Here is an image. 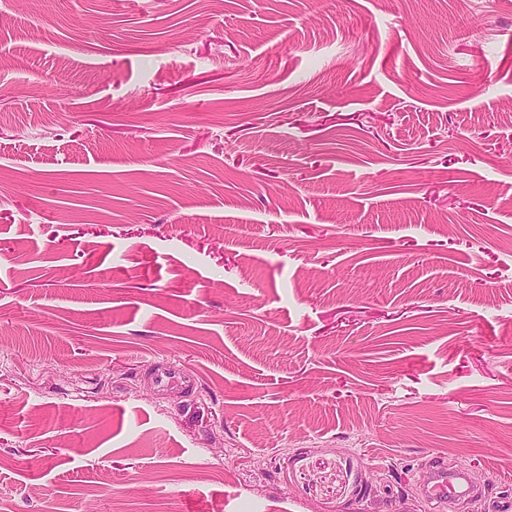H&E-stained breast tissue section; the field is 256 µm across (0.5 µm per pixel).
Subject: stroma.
Listing matches in <instances>:
<instances>
[{
  "label": "stroma",
  "mask_w": 512,
  "mask_h": 512,
  "mask_svg": "<svg viewBox=\"0 0 512 512\" xmlns=\"http://www.w3.org/2000/svg\"><path fill=\"white\" fill-rule=\"evenodd\" d=\"M0 54V512L512 503V0H0ZM150 377L160 388L180 386L187 392L193 391L194 379L175 361L150 365ZM433 476L426 490L427 496L436 501H446L470 492L466 475L459 471H449L445 466L432 464Z\"/></svg>",
  "instance_id": "1"
}]
</instances>
